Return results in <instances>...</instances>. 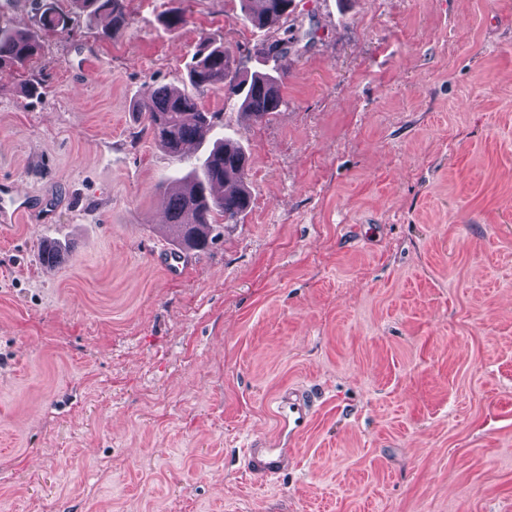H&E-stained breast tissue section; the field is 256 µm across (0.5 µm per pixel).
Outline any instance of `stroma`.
I'll list each match as a JSON object with an SVG mask.
<instances>
[{
  "mask_svg": "<svg viewBox=\"0 0 512 512\" xmlns=\"http://www.w3.org/2000/svg\"><path fill=\"white\" fill-rule=\"evenodd\" d=\"M295 4L276 114L197 95L251 205L173 275L159 215L213 139L175 160L134 105L205 37L274 72L271 33L239 0H128L112 41L0 0L42 42L0 70V186L31 203L0 237V512H512V0ZM311 414L297 398L288 397V430L297 434L308 425ZM287 452L283 448H246L244 465L250 473L266 478L278 475L286 466Z\"/></svg>",
  "mask_w": 512,
  "mask_h": 512,
  "instance_id": "35a3bbf8",
  "label": "stroma"
}]
</instances>
